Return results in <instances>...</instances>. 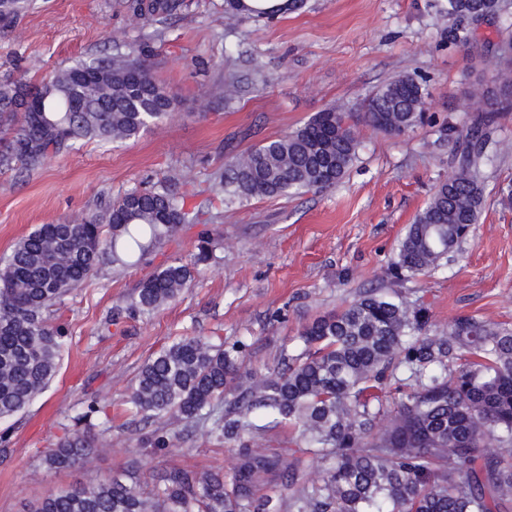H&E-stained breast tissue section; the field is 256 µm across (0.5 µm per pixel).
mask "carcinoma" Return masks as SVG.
Here are the masks:
<instances>
[{"label": "carcinoma", "mask_w": 512, "mask_h": 512, "mask_svg": "<svg viewBox=\"0 0 512 512\" xmlns=\"http://www.w3.org/2000/svg\"><path fill=\"white\" fill-rule=\"evenodd\" d=\"M294 6L248 8L225 0L229 20L274 17ZM150 22L178 0H127ZM24 0H0L8 27ZM496 0H448V14L470 23ZM427 92L414 75L380 87L363 118L400 136L423 120ZM175 95L156 83L143 46L91 63L61 66L40 83L0 76V169L41 168L94 141L135 139L171 115ZM347 115L317 113L295 131L267 139L224 166V202L331 189L356 158ZM494 116L479 118L459 142L455 180L441 183L399 245L391 276L401 283L448 261L477 223L483 189L476 171L487 158ZM197 216L163 182L99 206L77 224H41L0 259V420L24 412L59 365L65 325L55 307L103 261L124 265L176 237ZM216 239L201 236L193 265L172 263L144 278L132 309L153 313L191 287L192 266L212 258ZM297 351L268 376L236 383L246 344L214 345L182 337L140 367L126 395L142 421L211 423L209 433L236 447L231 477L170 467L146 481L134 461L101 480L51 490L23 512H512V330L474 316L435 327L407 298L361 295L320 315L297 336ZM395 392L393 399L386 394ZM226 405L216 412L218 404ZM97 400L75 418L79 429L47 449L49 470L82 466L99 451L91 420ZM388 424L375 429L380 416ZM288 427L296 448H268L262 436ZM312 465L304 482L297 470ZM281 483L288 497L261 493Z\"/></svg>", "instance_id": "carcinoma-1"}]
</instances>
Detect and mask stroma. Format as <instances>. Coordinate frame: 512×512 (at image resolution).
Instances as JSON below:
<instances>
[{
	"mask_svg": "<svg viewBox=\"0 0 512 512\" xmlns=\"http://www.w3.org/2000/svg\"><path fill=\"white\" fill-rule=\"evenodd\" d=\"M447 0H299L275 18L224 20V0H180L175 13L135 22L126 0H28L12 27L0 31V74L33 83L63 64L125 50L152 52L154 78L176 95L171 118L138 138L108 147L90 142L52 157L42 168L0 171V257L38 225L74 219L125 192L149 188L174 173L173 188L200 210L198 223L131 267L104 266L59 311L68 329L60 368L27 410L0 421L11 442L0 447V512L76 482L104 479L131 461L146 473L167 467L232 474L235 450L202 424H136L125 402L131 379L174 339L203 336L244 342L242 377L263 376L297 346L315 316L344 308L369 290L401 292L427 308L433 323L475 315L512 328V111L498 113L478 179L483 204L452 262L403 284L388 269L398 244L455 171V145L441 133L466 131L481 115L477 86H496L494 57L512 43V0L472 32L471 49L447 39L459 27ZM428 91L427 121L402 136L363 120L366 97L405 74ZM237 95L225 100L224 86ZM345 112L357 158L336 187L295 196L227 204L216 177L234 155L283 136L315 113ZM219 236L213 259L195 267L177 301L149 315L127 306L158 266L190 263L202 230ZM109 425L98 455L84 466L46 470L47 448L75 429L88 398ZM169 449L144 445L153 432Z\"/></svg>",
	"mask_w": 512,
	"mask_h": 512,
	"instance_id": "1",
	"label": "stroma"
}]
</instances>
